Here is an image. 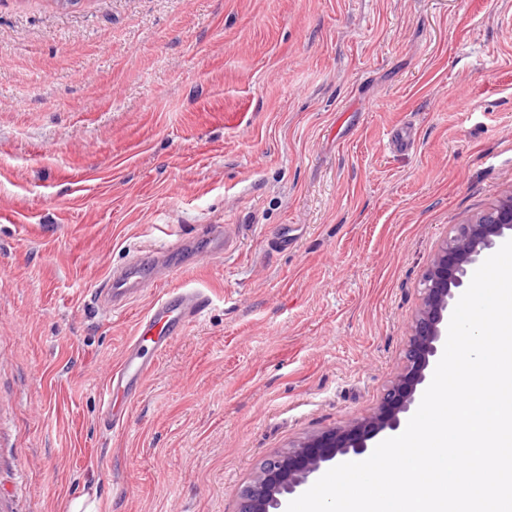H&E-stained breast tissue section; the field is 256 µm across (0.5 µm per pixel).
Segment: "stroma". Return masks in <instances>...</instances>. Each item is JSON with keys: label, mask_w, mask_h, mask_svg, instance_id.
<instances>
[{"label": "stroma", "mask_w": 512, "mask_h": 512, "mask_svg": "<svg viewBox=\"0 0 512 512\" xmlns=\"http://www.w3.org/2000/svg\"><path fill=\"white\" fill-rule=\"evenodd\" d=\"M510 190L512 0H0V512H236L379 406L439 245ZM179 287L208 309L105 427ZM142 260L137 259L129 266L114 270L97 294V304L105 309L124 305L130 298L148 290L149 280L140 276ZM209 296L196 288H177L157 299L140 319L135 336L126 346L122 359L102 389V414L115 425L113 397L115 394L129 399L130 391L140 387L152 364L167 350L170 339L189 323L198 320L209 306ZM150 341L153 358L141 356L144 342Z\"/></svg>", "instance_id": "35a3bbf8"}]
</instances>
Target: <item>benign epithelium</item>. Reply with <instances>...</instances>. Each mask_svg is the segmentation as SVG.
Segmentation results:
<instances>
[{
    "mask_svg": "<svg viewBox=\"0 0 512 512\" xmlns=\"http://www.w3.org/2000/svg\"><path fill=\"white\" fill-rule=\"evenodd\" d=\"M508 231L512 191L476 219L453 225L422 277V302L409 326L405 361L379 407L351 425L308 436L268 457L241 488L236 512H284L288 496L306 485L322 464L339 455H364L369 441L400 428L402 418L418 404L428 369L444 349L450 301L466 287L469 268L494 250Z\"/></svg>",
    "mask_w": 512,
    "mask_h": 512,
    "instance_id": "7a95c632",
    "label": "benign epithelium"
}]
</instances>
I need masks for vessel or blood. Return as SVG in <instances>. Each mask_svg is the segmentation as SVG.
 Segmentation results:
<instances>
[{
  "label": "vessel or blood",
  "instance_id": "vessel-or-blood-1",
  "mask_svg": "<svg viewBox=\"0 0 512 512\" xmlns=\"http://www.w3.org/2000/svg\"><path fill=\"white\" fill-rule=\"evenodd\" d=\"M140 262L113 271L107 282L99 288L97 304L110 309L124 305L135 295L144 293L149 285L140 275ZM210 299L196 288H177L157 299L140 319L136 332L126 346L122 359L102 389V414L108 423H115L113 398L129 396L140 387L151 363L141 355L144 343H151L154 357H161L167 350L172 336L181 332L189 323L198 320Z\"/></svg>",
  "mask_w": 512,
  "mask_h": 512
}]
</instances>
